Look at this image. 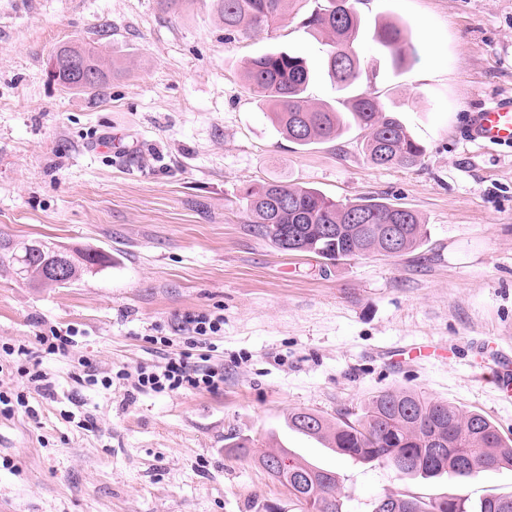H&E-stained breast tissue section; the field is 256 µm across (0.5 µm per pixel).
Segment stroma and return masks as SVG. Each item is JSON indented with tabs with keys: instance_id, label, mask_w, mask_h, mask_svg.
Masks as SVG:
<instances>
[{
	"instance_id": "stroma-1",
	"label": "stroma",
	"mask_w": 512,
	"mask_h": 512,
	"mask_svg": "<svg viewBox=\"0 0 512 512\" xmlns=\"http://www.w3.org/2000/svg\"><path fill=\"white\" fill-rule=\"evenodd\" d=\"M297 0L274 28L227 39L216 0H0V237L108 255L65 288L0 267V344L25 345L38 389L0 362V391L28 404L0 415V512H264L288 490L231 452L288 449L336 473L343 512L384 493L512 494V468L461 484L419 483L289 429L306 408L329 419L411 388L482 413L512 439V146L466 142L469 112L512 95V0H358L372 91L425 148L417 166L377 167L350 128L310 147L277 131L247 62L324 47ZM381 19L408 25L418 54L392 69ZM64 42L118 63L105 98L68 92L46 70ZM271 179L341 201L375 196L414 210V252L329 264L252 235L244 199ZM223 315L188 342L187 315ZM76 329L70 355L49 328ZM168 337V345L157 337ZM224 369L216 391L138 393L119 370L183 350ZM90 360L111 387L88 385ZM50 335L40 336V343L46 346L45 350L49 354H65L68 347L73 346V338L76 336L74 331H66L64 335L58 329L50 328Z\"/></svg>"
}]
</instances>
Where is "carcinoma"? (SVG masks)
I'll return each instance as SVG.
<instances>
[{
    "label": "carcinoma",
    "mask_w": 512,
    "mask_h": 512,
    "mask_svg": "<svg viewBox=\"0 0 512 512\" xmlns=\"http://www.w3.org/2000/svg\"><path fill=\"white\" fill-rule=\"evenodd\" d=\"M293 0H217L219 20L228 36L269 29L283 20ZM357 0H322L305 19V26L325 38V69L340 91L349 95L343 108L313 103L306 96L315 68L299 55L276 51L259 55L245 68L249 88L265 105L278 131L299 146L334 141L352 126L361 132L360 146L375 166L414 167L424 154L403 123L384 108L372 92L354 94L364 68L355 42L361 28ZM374 39L387 50L391 66L403 67L416 55L406 27L393 22L374 25ZM75 64L54 82L66 90L105 95L112 79V58L98 47L63 43L56 48ZM250 227L282 251L284 237L296 238L295 253H311L326 261H341L369 254L389 255V237L397 240L394 255L416 250L426 237V227L413 210L360 197L337 201L322 191L283 180L250 186L245 191ZM37 246L36 261L27 260L26 245ZM58 254L52 245L30 240L17 243L0 240V266L38 283L54 285L51 276ZM76 280L90 254L67 256ZM288 427L324 442L336 453L363 464L383 463L397 475L431 481L448 476L468 483L486 471L512 467V442L483 414L455 404L434 400L407 388L382 391L372 396L350 418L344 414L332 421L299 409L288 414ZM444 445L437 456L433 448ZM236 451L249 457L272 478L288 488L289 500L299 512H343L341 491L333 472L307 461H295L283 474L274 468L276 459L288 455L280 448L257 453L244 443ZM372 512H512V495L488 494L473 503L466 496L423 498L411 494L378 497Z\"/></svg>",
    "instance_id": "obj_1"
}]
</instances>
